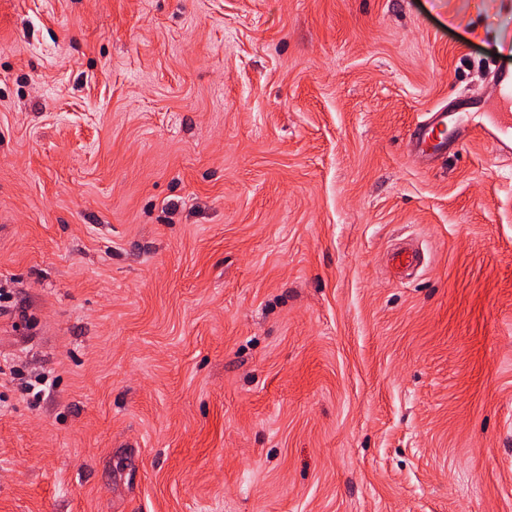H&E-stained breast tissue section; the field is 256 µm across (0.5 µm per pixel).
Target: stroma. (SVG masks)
<instances>
[{"label":"stroma","mask_w":512,"mask_h":512,"mask_svg":"<svg viewBox=\"0 0 512 512\" xmlns=\"http://www.w3.org/2000/svg\"><path fill=\"white\" fill-rule=\"evenodd\" d=\"M497 66L512 0H0V512H512V159L407 148ZM420 251L413 244H397L389 253V262L401 278L411 276L417 269Z\"/></svg>","instance_id":"1"}]
</instances>
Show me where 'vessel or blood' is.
<instances>
[{
    "instance_id": "vessel-or-blood-1",
    "label": "vessel or blood",
    "mask_w": 512,
    "mask_h": 512,
    "mask_svg": "<svg viewBox=\"0 0 512 512\" xmlns=\"http://www.w3.org/2000/svg\"><path fill=\"white\" fill-rule=\"evenodd\" d=\"M471 129L457 114L435 112L426 122L416 126L410 142V152L422 163H432L437 157L454 152L458 140L470 138ZM420 251L413 244H398L389 253V261L400 277L411 276L417 269Z\"/></svg>"
}]
</instances>
